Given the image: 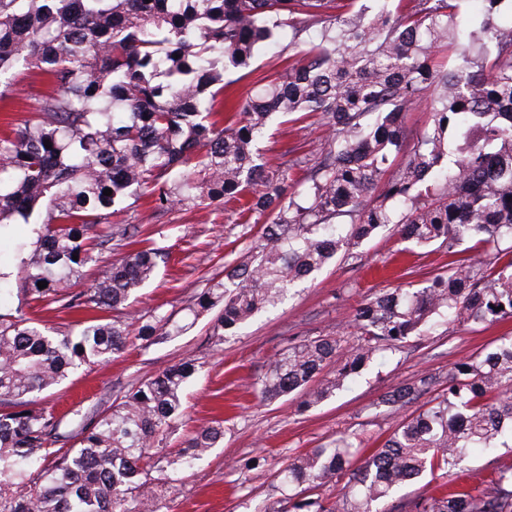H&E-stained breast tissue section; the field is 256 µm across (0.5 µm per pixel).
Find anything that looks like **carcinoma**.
Here are the masks:
<instances>
[{
    "label": "carcinoma",
    "mask_w": 512,
    "mask_h": 512,
    "mask_svg": "<svg viewBox=\"0 0 512 512\" xmlns=\"http://www.w3.org/2000/svg\"><path fill=\"white\" fill-rule=\"evenodd\" d=\"M355 2L0 0V99L19 71L52 85L29 94L27 118L0 134V237L27 227L14 256L20 292L61 310L118 311L166 254L126 252L78 287L109 242L138 233L112 217L144 199L163 215L248 190L239 223H263L258 244L185 307L194 320L215 313L217 346L388 224L448 255V271L426 285L361 304L356 343L288 340L259 378L263 401L297 392L315 406L414 337L512 319V249L499 247L512 240V0H373L371 14ZM265 52L282 73L234 96ZM422 105L431 121L416 132L402 117ZM276 116L327 127L315 159L291 150L266 168L255 141ZM293 169L305 172L296 190ZM10 276L0 270V512H156L163 478L153 473L188 467L224 441V421L213 420L181 448H154L184 413L196 360L140 381L69 448L59 446L61 420L37 402L131 339L158 344L191 323L155 311L135 325L93 317L63 330L8 308ZM431 392L359 466L351 435L289 458L278 473L289 512H391L404 485L454 477L492 453L512 436V336L452 364L445 381L423 375L381 402ZM343 478L342 497L313 495ZM412 512H512V463Z\"/></svg>",
    "instance_id": "obj_1"
}]
</instances>
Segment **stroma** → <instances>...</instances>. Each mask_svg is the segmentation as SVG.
I'll return each mask as SVG.
<instances>
[{"label":"stroma","mask_w":512,"mask_h":512,"mask_svg":"<svg viewBox=\"0 0 512 512\" xmlns=\"http://www.w3.org/2000/svg\"><path fill=\"white\" fill-rule=\"evenodd\" d=\"M324 137L322 127L299 131L276 120L260 143L261 154L273 167L289 149L315 151ZM126 220L138 225L142 247L159 245L169 254L166 266L124 310L126 320L157 308L182 309L201 289L223 281L225 266L256 238L237 223L233 210L216 203L177 206L161 217L140 207ZM401 246L395 225H388L349 257H337L299 283L282 304L256 315L223 344L214 345L205 318L165 343L146 348L136 342L114 359L80 369L43 393L39 405L61 417L60 431L70 437L83 419L107 410L116 395L193 356L202 368L187 388L186 415L174 423L165 445L181 447L196 426L217 416L224 420V443L194 468L173 475L159 512H287L288 491L276 474L289 456L342 434L358 435L367 448L379 447L413 411L409 405H381L386 392L425 374L447 377L452 363L512 333V321L453 327L376 359L345 391L320 405L302 408L296 395L260 402L256 383L289 338L332 335L352 343L350 324L362 301L409 280L425 283L448 267L442 252L418 248L404 254Z\"/></svg>","instance_id":"1"}]
</instances>
